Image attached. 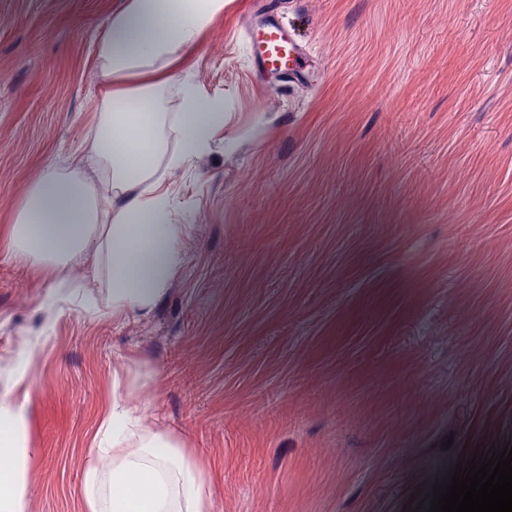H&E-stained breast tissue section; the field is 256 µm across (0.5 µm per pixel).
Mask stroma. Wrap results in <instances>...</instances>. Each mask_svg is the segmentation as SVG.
Instances as JSON below:
<instances>
[{"mask_svg": "<svg viewBox=\"0 0 512 512\" xmlns=\"http://www.w3.org/2000/svg\"><path fill=\"white\" fill-rule=\"evenodd\" d=\"M251 2L187 62L224 128L165 175L183 264L115 318L86 308L100 282L51 306L6 229L82 146L122 0H0V393L29 365L30 512H87L116 371L212 512H412L512 444V0H277L287 78L251 65Z\"/></svg>", "mask_w": 512, "mask_h": 512, "instance_id": "1", "label": "stroma"}]
</instances>
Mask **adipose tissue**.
I'll list each match as a JSON object with an SVG mask.
<instances>
[{"mask_svg":"<svg viewBox=\"0 0 512 512\" xmlns=\"http://www.w3.org/2000/svg\"><path fill=\"white\" fill-rule=\"evenodd\" d=\"M224 13V0H123L96 43L99 107L84 160L44 171L8 227L20 262L63 271L76 258L106 285L115 315H149L182 263L183 225L159 169L208 153L224 125V104L203 98L186 76L185 55ZM177 88V111L166 94ZM93 164L101 182L85 171ZM131 383L112 381V410L88 449L89 512H211L202 461L138 415ZM30 421L24 402L0 395V512H27Z\"/></svg>","mask_w":512,"mask_h":512,"instance_id":"obj_1","label":"adipose tissue"}]
</instances>
